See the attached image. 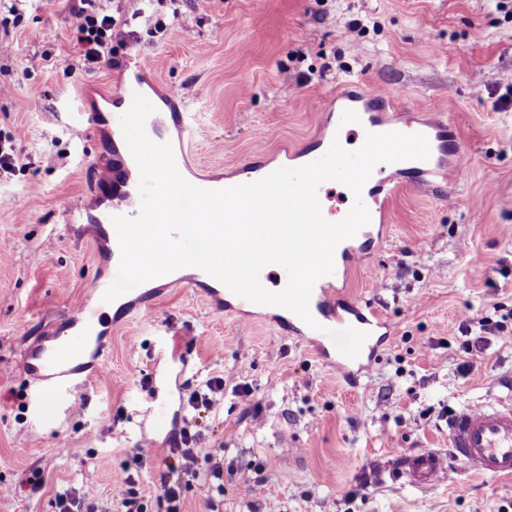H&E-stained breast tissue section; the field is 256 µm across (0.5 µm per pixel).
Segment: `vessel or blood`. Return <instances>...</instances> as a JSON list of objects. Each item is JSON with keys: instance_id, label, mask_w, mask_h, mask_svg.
<instances>
[{"instance_id": "1", "label": "vessel or blood", "mask_w": 512, "mask_h": 512, "mask_svg": "<svg viewBox=\"0 0 512 512\" xmlns=\"http://www.w3.org/2000/svg\"><path fill=\"white\" fill-rule=\"evenodd\" d=\"M128 67L129 77L116 85L110 97L114 106L110 125L114 128L118 127L120 116L128 110L133 92L142 91L140 75L149 64L135 52L128 59ZM370 98L369 107H359L350 99L329 113L325 112L323 104H316V111L325 112L326 121L324 134L308 158L312 161L320 158L334 138L351 128L364 135L395 131L424 135L430 146L428 159L393 162V175L366 181L362 188V200L371 221L382 222L402 184L441 192L448 183L449 167L461 166L464 149L446 120L414 119L398 125L384 117L385 111L393 106V99L388 93L374 92ZM145 128L148 136L157 143L166 142L172 130L179 138H186L190 126L182 98L170 96L167 112L150 115ZM112 165L111 152L98 155L95 167L109 177L104 184L99 214L89 215L87 207L79 202L71 204L68 210V221L73 229L89 232L93 238H103L108 242L107 271L95 278L89 287L92 294L101 297L102 303L97 307L79 306L67 319L71 335L47 337L44 345L27 354L25 369L37 380L68 378L84 373L83 351L88 339L109 322V305L103 296L117 278L121 251L118 237L111 234L107 225L115 215L136 217L140 204L138 170L127 169L116 175L112 172ZM335 283V275H327L320 278L316 289H313L309 310L315 320L314 325H307L292 313L288 316L286 331L310 342L326 365L336 370L344 380L354 383L369 371L378 347L385 340L383 332L389 324L376 308L363 307L338 296ZM448 446L445 452L420 450L406 457L400 468L401 477L413 486L433 485L445 476L448 460L452 457L481 474L512 475V399L453 411L448 417Z\"/></svg>"}]
</instances>
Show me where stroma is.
<instances>
[{
    "mask_svg": "<svg viewBox=\"0 0 512 512\" xmlns=\"http://www.w3.org/2000/svg\"><path fill=\"white\" fill-rule=\"evenodd\" d=\"M100 5L129 37L99 64L84 60L67 0L0 13V138L16 155L0 171V487L11 490L0 512H58L67 489L101 512H164L158 474L184 431L201 435L184 512H512V477L453 458L432 487L390 470L398 455L447 450L449 411L512 395V111L496 108L512 85V18L493 0H156L135 21L132 0ZM133 50L152 84L185 99L187 170L201 179L303 162L322 134L312 102L352 81L454 126L467 154L448 173L455 203L403 188L385 235L363 239L364 260L336 282L391 326L358 383L279 331L271 311L219 313L190 288L146 292L128 321L113 313L104 371L88 382L28 375L26 350L88 302L103 268L104 246L73 234L66 214L77 200L98 208L94 159L111 128L88 136L77 114L108 111ZM466 317L479 341L468 354ZM217 376L223 399L190 408ZM147 437L159 450L122 468ZM219 449L220 490L206 479ZM124 482L126 507L112 496Z\"/></svg>",
    "mask_w": 512,
    "mask_h": 512,
    "instance_id": "stroma-1",
    "label": "stroma"
}]
</instances>
